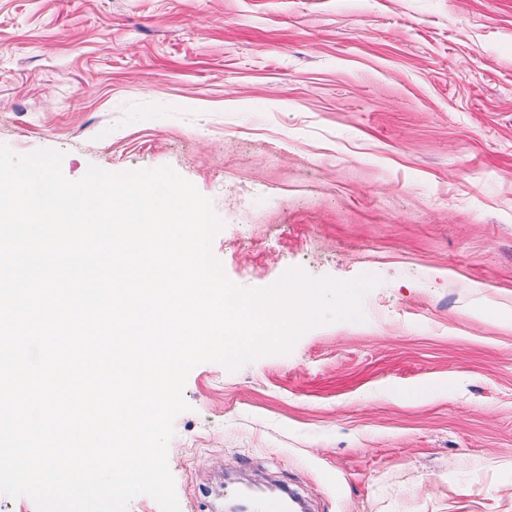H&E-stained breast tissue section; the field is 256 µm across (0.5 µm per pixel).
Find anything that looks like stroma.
<instances>
[{"label": "stroma", "instance_id": "stroma-1", "mask_svg": "<svg viewBox=\"0 0 512 512\" xmlns=\"http://www.w3.org/2000/svg\"><path fill=\"white\" fill-rule=\"evenodd\" d=\"M0 143L171 166L236 285L380 280L363 321L191 370L181 512H512V0H0Z\"/></svg>", "mask_w": 512, "mask_h": 512}]
</instances>
